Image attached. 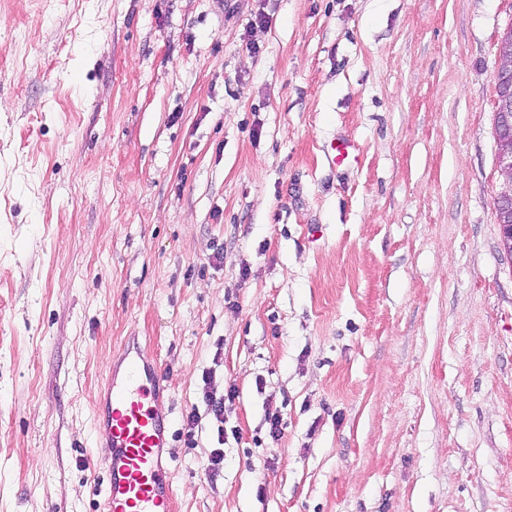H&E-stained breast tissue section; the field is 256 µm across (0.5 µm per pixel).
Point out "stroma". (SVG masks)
Masks as SVG:
<instances>
[{"label":"stroma","mask_w":512,"mask_h":512,"mask_svg":"<svg viewBox=\"0 0 512 512\" xmlns=\"http://www.w3.org/2000/svg\"><path fill=\"white\" fill-rule=\"evenodd\" d=\"M510 23L512 0H0V512H102L96 405L133 341L172 512H512ZM497 87L500 97L503 99V105L497 113L496 122L510 127L512 121V60L509 56L500 55ZM498 124L495 123V133H497ZM498 169L502 176V190L497 198L501 210L512 209V137L498 136Z\"/></svg>","instance_id":"35a3bbf8"}]
</instances>
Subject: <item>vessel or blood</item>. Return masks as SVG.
<instances>
[{
    "label": "vessel or blood",
    "mask_w": 512,
    "mask_h": 512,
    "mask_svg": "<svg viewBox=\"0 0 512 512\" xmlns=\"http://www.w3.org/2000/svg\"><path fill=\"white\" fill-rule=\"evenodd\" d=\"M160 398L158 376L141 357H125L122 375L108 374L99 421L112 449L100 491L103 512H171L169 416Z\"/></svg>",
    "instance_id": "1"
}]
</instances>
